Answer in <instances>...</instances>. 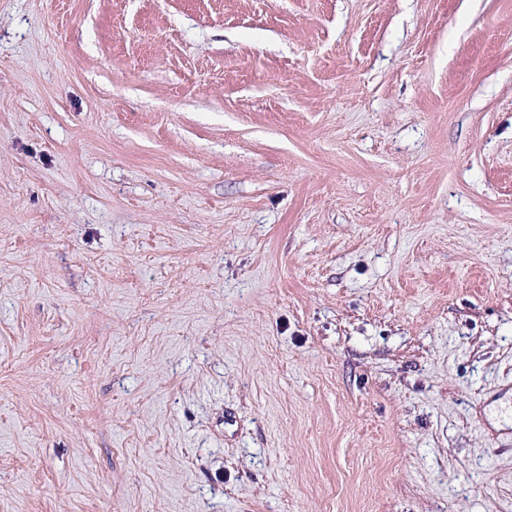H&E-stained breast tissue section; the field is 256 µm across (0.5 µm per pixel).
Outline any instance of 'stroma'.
Wrapping results in <instances>:
<instances>
[{"label": "stroma", "mask_w": 512, "mask_h": 512, "mask_svg": "<svg viewBox=\"0 0 512 512\" xmlns=\"http://www.w3.org/2000/svg\"><path fill=\"white\" fill-rule=\"evenodd\" d=\"M0 512H512V0H0Z\"/></svg>", "instance_id": "stroma-1"}]
</instances>
